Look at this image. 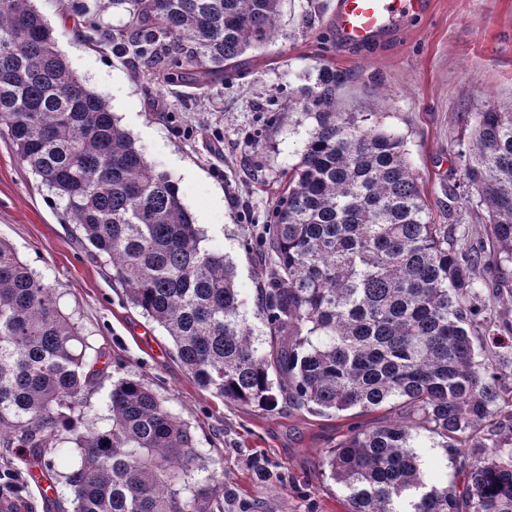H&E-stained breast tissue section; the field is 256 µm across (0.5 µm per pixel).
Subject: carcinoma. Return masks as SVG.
I'll list each match as a JSON object with an SVG mask.
<instances>
[{"label": "carcinoma", "instance_id": "cac0c4a2", "mask_svg": "<svg viewBox=\"0 0 512 512\" xmlns=\"http://www.w3.org/2000/svg\"><path fill=\"white\" fill-rule=\"evenodd\" d=\"M30 2L0 0V44L12 47L0 56V131L198 387L268 412L378 415L325 451L345 512H512V322L497 311L512 303V113L477 114L460 153L467 192L450 194L437 224L402 139L338 111L336 72L323 69L300 101L313 119L300 161L245 242L264 259L261 350L234 268L200 246L177 185L75 77ZM280 2L95 0L85 28L168 83L206 86L274 37ZM109 8L128 26L103 25ZM471 193L487 213L484 241L459 220ZM482 268L496 272L487 296ZM87 348L55 290L0 241V446L29 449L68 487L73 512H204L178 489L196 439L146 383L119 380L108 422L85 426ZM420 430L441 439L460 482H425ZM66 443L78 461L59 473L45 455ZM23 508L20 493L0 494V512Z\"/></svg>", "mask_w": 512, "mask_h": 512}]
</instances>
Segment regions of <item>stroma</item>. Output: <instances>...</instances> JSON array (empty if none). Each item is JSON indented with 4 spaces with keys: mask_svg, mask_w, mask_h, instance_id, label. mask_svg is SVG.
Segmentation results:
<instances>
[{
    "mask_svg": "<svg viewBox=\"0 0 512 512\" xmlns=\"http://www.w3.org/2000/svg\"><path fill=\"white\" fill-rule=\"evenodd\" d=\"M32 4L73 73L105 96L147 160L177 184L203 247L233 263L259 347L267 332L255 306L260 266L242 239L267 222L299 161L310 122L298 103L322 66L341 77V111L403 139L438 223L477 113L512 112V0H430L425 14L360 47L335 35L334 0H283L277 34L250 54L241 77L202 88L196 99L181 97L156 70L88 41L72 0ZM63 213V202L0 133V239L55 288L62 310L82 328L88 357L105 369L86 423L103 424L116 381L142 379L196 437L200 456L182 495L207 488L208 512H239L243 502L251 512H341V488L323 466L336 420L225 404L201 390L172 357L170 337L127 300L110 262L90 255ZM414 443L425 481L451 483L454 466L437 438L421 431ZM29 460L28 449L0 447V471L22 483L30 512H46Z\"/></svg>",
    "mask_w": 512,
    "mask_h": 512,
    "instance_id": "stroma-1",
    "label": "stroma"
}]
</instances>
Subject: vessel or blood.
I'll return each mask as SVG.
<instances>
[{"label":"vessel or blood","instance_id":"1","mask_svg":"<svg viewBox=\"0 0 512 512\" xmlns=\"http://www.w3.org/2000/svg\"><path fill=\"white\" fill-rule=\"evenodd\" d=\"M426 7L427 0H336L332 24L344 42L367 44L422 15Z\"/></svg>","mask_w":512,"mask_h":512}]
</instances>
